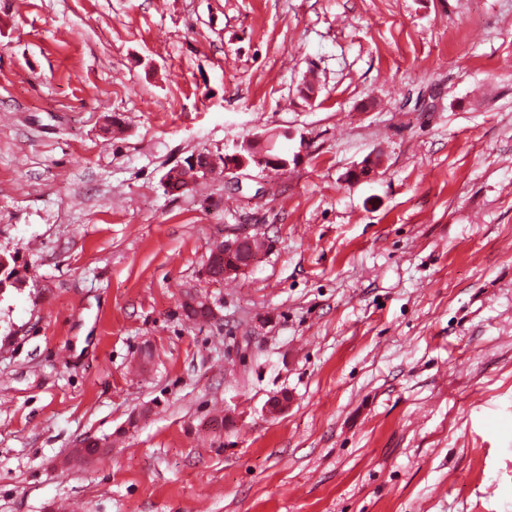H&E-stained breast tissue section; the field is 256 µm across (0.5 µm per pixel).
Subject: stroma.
Masks as SVG:
<instances>
[{
    "mask_svg": "<svg viewBox=\"0 0 512 512\" xmlns=\"http://www.w3.org/2000/svg\"><path fill=\"white\" fill-rule=\"evenodd\" d=\"M0 255V512H512V0H0ZM267 138L265 135L256 136L251 140H248L242 145H240L239 148L235 151V153L229 155L226 154H215L210 153L208 158V163L202 167L205 164V153H199L196 156L197 159V166L200 168V170L204 173L205 177H213L217 174H221L224 172V176L227 174H234L239 171H242L244 168L249 167V161L246 158L245 154L248 156L249 152H244V150L248 149L249 144L253 143H261L262 141H265ZM188 158L184 161L186 164L184 169H179L178 167L170 168L164 175V177L167 178V180L164 181V186L168 194L180 193L189 185L190 181L196 182L200 179L198 177V171L195 170L194 166L188 163ZM231 235L233 237L218 241L208 258L210 265L224 267L219 279L237 277L250 270L265 250L264 241L249 231H235Z\"/></svg>",
    "mask_w": 512,
    "mask_h": 512,
    "instance_id": "stroma-1",
    "label": "stroma"
}]
</instances>
